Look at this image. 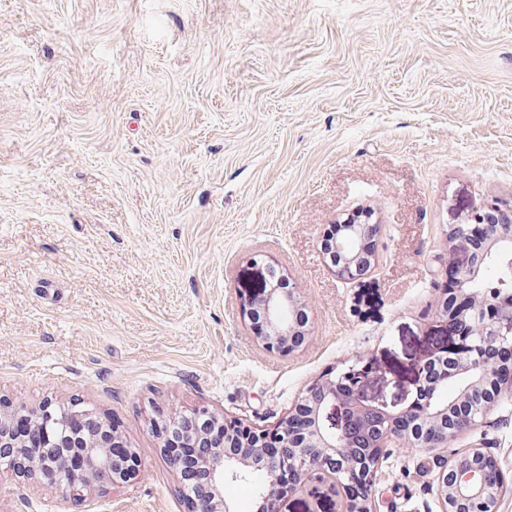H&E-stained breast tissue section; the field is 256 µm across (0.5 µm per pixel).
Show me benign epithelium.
I'll use <instances>...</instances> for the list:
<instances>
[{
    "mask_svg": "<svg viewBox=\"0 0 512 512\" xmlns=\"http://www.w3.org/2000/svg\"><path fill=\"white\" fill-rule=\"evenodd\" d=\"M379 232L378 224L340 226L338 237L324 247L339 278L359 279L370 270L375 263L370 243ZM448 236L467 246L468 257L442 269L453 288L439 292L435 316L456 342L415 365V390L405 398L371 395L365 387L367 371L351 367L314 380L286 417L270 428H251L246 439L206 405L168 413L163 448L173 443L207 448L198 461L206 483L194 512H235L233 502L224 498V484L255 473L256 455L267 447L270 434L288 452L264 464L262 498L268 512H276L279 498L323 480L342 489L344 512H374L372 486L392 442L412 448L447 446L478 427L502 400L512 398V381H505L512 373V291L473 288L493 259L512 269V226L456 224ZM243 310L256 339L271 351H290L305 336L307 313L300 296L271 277H260L257 290L245 296ZM447 384L455 385L454 396L436 403L435 395ZM92 417V411L78 407L59 413L50 401L35 409L0 401V448L23 447L25 429L45 423L56 428L49 442L53 454H0V471L19 469L32 478L50 474L71 466L72 448L82 458V484L55 482L51 488L57 492L79 496L105 483L136 479L140 462L135 449L125 447L107 425L99 432L77 431V422ZM503 480L498 459L481 448L453 456L436 483L441 512H498Z\"/></svg>",
    "mask_w": 512,
    "mask_h": 512,
    "instance_id": "benign-epithelium-1",
    "label": "benign epithelium"
}]
</instances>
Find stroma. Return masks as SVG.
Here are the masks:
<instances>
[{
    "mask_svg": "<svg viewBox=\"0 0 512 512\" xmlns=\"http://www.w3.org/2000/svg\"><path fill=\"white\" fill-rule=\"evenodd\" d=\"M512 200V0H0V397L92 409L135 448L77 498L0 472V512H191L154 423L199 403L271 425L352 365L412 390L443 330L448 229ZM376 261L345 281L329 224ZM309 316L272 353L241 311L263 265ZM497 456L512 402L455 446L392 445L376 512H440L453 450ZM360 220L369 222L371 214L358 213L356 216H348L346 220ZM380 232L379 224H343L340 225V233L331 244H325L324 255L334 272L341 279L354 280L364 276L375 263V251L371 248V242L376 241ZM336 258H341L342 263L337 266Z\"/></svg>",
    "mask_w": 512,
    "mask_h": 512,
    "instance_id": "obj_1",
    "label": "stroma"
}]
</instances>
